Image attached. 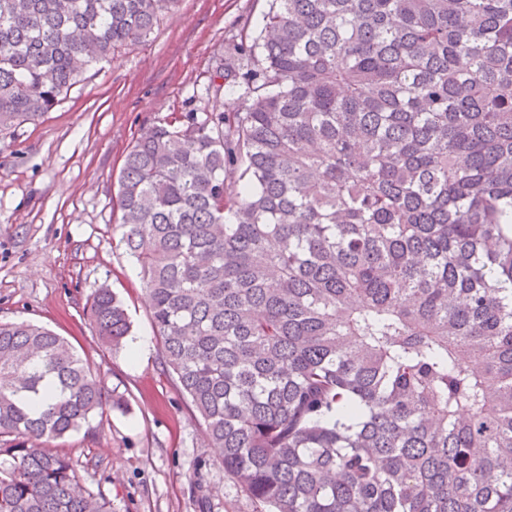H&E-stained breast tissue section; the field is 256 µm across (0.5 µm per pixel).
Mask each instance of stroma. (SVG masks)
Returning <instances> with one entry per match:
<instances>
[{
    "label": "stroma",
    "mask_w": 512,
    "mask_h": 512,
    "mask_svg": "<svg viewBox=\"0 0 512 512\" xmlns=\"http://www.w3.org/2000/svg\"><path fill=\"white\" fill-rule=\"evenodd\" d=\"M269 0H175L150 39L89 69L51 112L0 128V321L28 320L67 338L129 414L92 419L54 440L79 462L112 512H258L225 473L202 420L163 366L135 263L120 243L114 180L147 127L189 109L233 111L235 96L206 97L228 43L257 29ZM109 286L125 303L139 352L113 353L88 315Z\"/></svg>",
    "instance_id": "stroma-1"
}]
</instances>
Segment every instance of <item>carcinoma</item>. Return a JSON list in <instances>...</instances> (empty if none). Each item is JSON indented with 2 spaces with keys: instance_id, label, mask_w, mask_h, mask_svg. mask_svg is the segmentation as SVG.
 Masks as SVG:
<instances>
[{
  "instance_id": "obj_1",
  "label": "carcinoma",
  "mask_w": 512,
  "mask_h": 512,
  "mask_svg": "<svg viewBox=\"0 0 512 512\" xmlns=\"http://www.w3.org/2000/svg\"><path fill=\"white\" fill-rule=\"evenodd\" d=\"M175 0H0V127ZM118 175L163 365L263 512H512V0H272ZM101 343L131 322L103 286ZM0 322V512H112L46 444L126 412Z\"/></svg>"
}]
</instances>
